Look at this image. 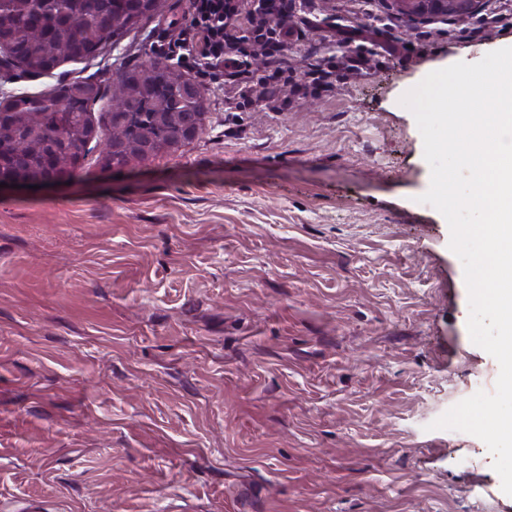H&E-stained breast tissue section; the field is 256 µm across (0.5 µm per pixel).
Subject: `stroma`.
<instances>
[{
	"label": "stroma",
	"mask_w": 512,
	"mask_h": 512,
	"mask_svg": "<svg viewBox=\"0 0 512 512\" xmlns=\"http://www.w3.org/2000/svg\"><path fill=\"white\" fill-rule=\"evenodd\" d=\"M38 94L158 59L185 0ZM288 109L227 111L201 81L192 142L0 193V512H512L477 437L429 423L495 388L463 265L400 99L512 46V0L414 25L389 0H301Z\"/></svg>",
	"instance_id": "obj_1"
}]
</instances>
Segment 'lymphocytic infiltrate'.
Segmentation results:
<instances>
[{"label": "lymphocytic infiltrate", "mask_w": 512, "mask_h": 512, "mask_svg": "<svg viewBox=\"0 0 512 512\" xmlns=\"http://www.w3.org/2000/svg\"><path fill=\"white\" fill-rule=\"evenodd\" d=\"M265 7L261 13L254 0H188L189 22L170 46L172 59L215 77L227 65L261 55L260 66L245 69L239 97L246 105L278 102L290 70L283 39L288 0H266Z\"/></svg>", "instance_id": "f902f5d3"}]
</instances>
